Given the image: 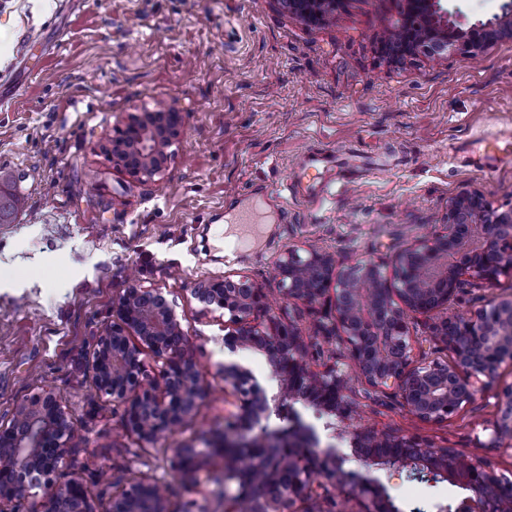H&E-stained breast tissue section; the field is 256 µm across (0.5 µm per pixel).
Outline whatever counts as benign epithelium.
Segmentation results:
<instances>
[{
  "label": "benign epithelium",
  "mask_w": 512,
  "mask_h": 512,
  "mask_svg": "<svg viewBox=\"0 0 512 512\" xmlns=\"http://www.w3.org/2000/svg\"><path fill=\"white\" fill-rule=\"evenodd\" d=\"M305 19L321 18L335 0H280ZM442 0H406L408 14L423 16L421 36L412 22L401 20L390 29L402 38L391 41L399 56L420 52L441 57L460 51L474 58L497 41L512 39V0H504L492 18L463 28L441 5ZM183 113L173 104L133 115L112 137V163L136 180L159 174L167 150L178 139ZM483 237L476 251L466 248L460 225ZM394 277L388 278L387 266ZM276 269L284 298L314 304L334 290L333 313L321 318L314 337L344 346L349 371L326 364L315 371L306 361L307 337L293 320L267 314L266 295L247 278L202 281L194 297L206 308L224 311L230 331L224 346L250 349L265 356L268 391L250 370L229 362L221 367L234 410L224 417V429L204 441L205 450L182 444L171 449L170 469L197 483L195 472L203 453L228 462L224 482V512H237L246 495L253 512H308L313 502L355 498L359 512H403L376 475V469L401 472L436 483L453 478L472 496L470 512H512V478L496 470L493 455L512 453V385L494 394L493 417L481 424L488 440L481 446L491 455H469L436 445L421 436L390 429L352 430L354 456L363 469L344 467L346 456L336 445H321L316 429L295 408L309 406L327 417L324 428L340 437L352 426L355 383L392 389L406 411L420 421L440 423L459 413L495 382L499 368L512 364V296L498 297L470 316H442L448 311L464 278L488 287L512 274V206L494 207L478 191L458 194L448 205L444 231L416 240L389 260H367L352 266L319 248L305 253L290 246ZM437 318L431 336L448 347L449 364L433 360L413 364L409 317ZM181 323L174 308L156 288L134 287L113 304V320L93 355L101 390L120 406L125 428L147 445L182 429L200 404L202 387L195 363L183 350ZM157 366L147 380L142 356ZM279 423L272 426L270 417ZM76 428L52 388L24 402L10 427L0 430V512L33 488L50 492L47 512H96L84 484L71 479L53 482L62 467ZM249 449V467L237 463L236 449ZM288 483H281L283 473ZM110 512H169L168 497L158 483H133L112 497Z\"/></svg>",
  "instance_id": "benign-epithelium-1"
}]
</instances>
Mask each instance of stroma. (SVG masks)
<instances>
[{
    "label": "stroma",
    "instance_id": "obj_1",
    "mask_svg": "<svg viewBox=\"0 0 512 512\" xmlns=\"http://www.w3.org/2000/svg\"><path fill=\"white\" fill-rule=\"evenodd\" d=\"M405 8L342 0L311 23L279 0H0V171L19 201L0 224V275L17 282L0 288V428L52 387L78 430L55 480L83 481L99 512L139 480L171 484V512L190 501L194 512H224L223 462L204 459L192 491L168 456L223 426L224 362L261 381L268 367L261 354L225 348V317L194 298L197 281L249 277L312 336L331 303L284 299L275 264L285 248L311 244L343 265L383 260L441 230L463 191L512 205V166L469 159L479 139L512 136V39L478 59L457 51L393 63L381 44ZM159 100L185 124L165 170L138 181L113 165L110 139ZM343 149L365 167L337 169L314 201L285 199L305 153ZM254 196L271 220L228 251L224 227ZM137 284L174 302L203 389L193 421L152 445L126 430L92 363L113 302ZM509 294L511 276L467 285L450 312ZM494 411L487 393L428 424L393 391L361 385L354 423L475 454V428ZM379 476L405 512L467 496L446 482Z\"/></svg>",
    "mask_w": 512,
    "mask_h": 512
}]
</instances>
